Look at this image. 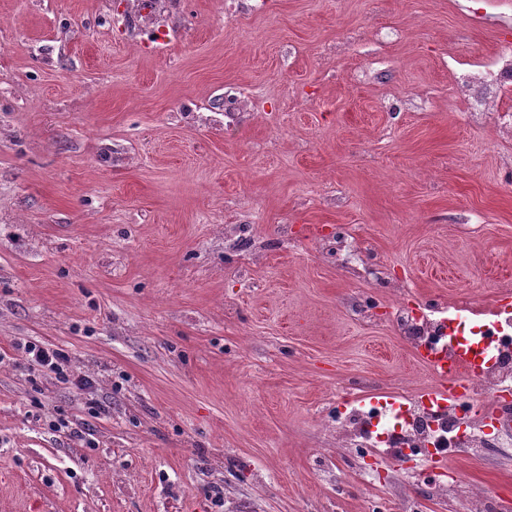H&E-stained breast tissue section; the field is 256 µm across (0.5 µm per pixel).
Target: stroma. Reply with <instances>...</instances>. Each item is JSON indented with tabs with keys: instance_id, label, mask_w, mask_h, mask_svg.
<instances>
[{
	"instance_id": "stroma-1",
	"label": "stroma",
	"mask_w": 512,
	"mask_h": 512,
	"mask_svg": "<svg viewBox=\"0 0 512 512\" xmlns=\"http://www.w3.org/2000/svg\"><path fill=\"white\" fill-rule=\"evenodd\" d=\"M249 2L158 49L127 0H0V512H512V446L442 496L329 421L434 386L398 305L512 292V141L458 83L512 0ZM15 349L22 350V361L16 362L18 366L30 372H37L43 375H54L56 379L77 389L85 395L87 404L94 410L95 415L105 412L104 407L95 399L96 383L87 376L73 370L71 359L64 349L49 344H36L28 342L18 344Z\"/></svg>"
}]
</instances>
